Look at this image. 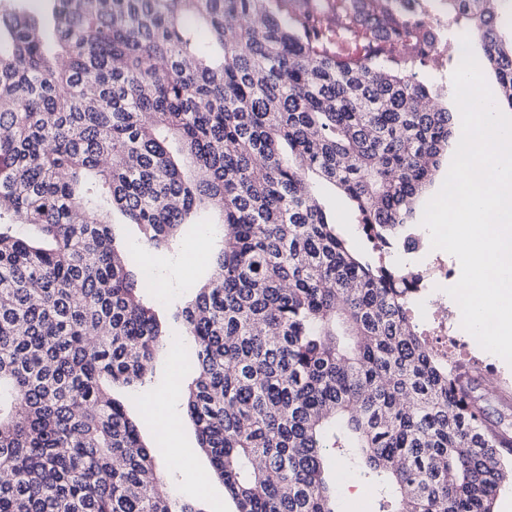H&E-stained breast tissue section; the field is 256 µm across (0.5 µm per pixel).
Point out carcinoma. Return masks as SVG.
<instances>
[{
    "label": "carcinoma",
    "mask_w": 512,
    "mask_h": 512,
    "mask_svg": "<svg viewBox=\"0 0 512 512\" xmlns=\"http://www.w3.org/2000/svg\"><path fill=\"white\" fill-rule=\"evenodd\" d=\"M23 2L0 6V512H203L162 490L168 449L113 394L169 344L143 270L202 207L223 244L168 312L236 512H336L339 455L393 487L379 512H494L512 419L428 347L413 271L351 251L319 193L378 253L409 244L454 133L416 75L438 50L416 0H45L48 27ZM445 2L512 108V0ZM116 211L143 256L118 259ZM322 198L327 209L336 217L337 231L349 241L355 252L362 255L371 254L372 244L356 223L353 208L348 200L337 190L328 188L323 190Z\"/></svg>",
    "instance_id": "cac0c4a2"
}]
</instances>
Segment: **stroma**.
<instances>
[{"mask_svg":"<svg viewBox=\"0 0 512 512\" xmlns=\"http://www.w3.org/2000/svg\"><path fill=\"white\" fill-rule=\"evenodd\" d=\"M417 14L425 25L438 33L440 48L433 59L418 67L419 79L430 88L434 102L449 111H456L452 74L455 70V48L464 34L448 18V10L440 0H419ZM323 201L336 217V228L355 252L370 254L372 245L356 222L348 200L339 192L324 189ZM222 228L217 224H190L185 226L172 254L153 257L157 269L153 291L159 297L174 301L184 299L191 289L201 286L210 275L211 267L206 253L218 247ZM153 376L130 404L129 412L139 423L145 441L163 439L165 444H178L183 450L182 462L164 461L168 481L178 497L194 498L204 512H235L233 502L224 496L223 484L215 478L207 456L200 450L196 430L190 419L184 418L178 432L172 433L159 416L151 414L150 405L169 397L175 398L174 410L183 414L179 398L188 366L182 353L161 349L154 362Z\"/></svg>","mask_w":512,"mask_h":512,"instance_id":"35a3bbf8","label":"stroma"}]
</instances>
